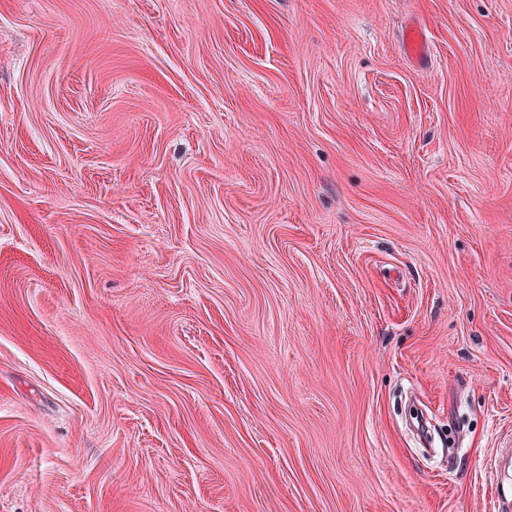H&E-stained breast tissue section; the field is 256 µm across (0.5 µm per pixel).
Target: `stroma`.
<instances>
[{"label": "stroma", "mask_w": 512, "mask_h": 512, "mask_svg": "<svg viewBox=\"0 0 512 512\" xmlns=\"http://www.w3.org/2000/svg\"><path fill=\"white\" fill-rule=\"evenodd\" d=\"M505 437L512 0H0V512H490ZM403 41L410 56L423 60L429 52V46L422 31L417 27H408L403 33Z\"/></svg>", "instance_id": "35a3bbf8"}]
</instances>
